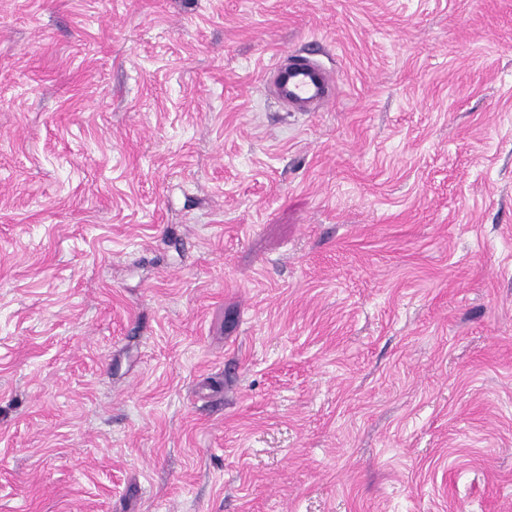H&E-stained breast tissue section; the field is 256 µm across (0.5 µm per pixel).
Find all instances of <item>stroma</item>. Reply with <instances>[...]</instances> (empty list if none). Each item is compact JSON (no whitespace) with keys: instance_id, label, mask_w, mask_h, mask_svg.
Segmentation results:
<instances>
[{"instance_id":"obj_1","label":"stroma","mask_w":512,"mask_h":512,"mask_svg":"<svg viewBox=\"0 0 512 512\" xmlns=\"http://www.w3.org/2000/svg\"><path fill=\"white\" fill-rule=\"evenodd\" d=\"M0 512H512V0H0ZM271 74L279 75L275 91L277 99L289 105L301 107L314 102L324 105L334 98L336 77L309 57L282 55L264 71V82Z\"/></svg>"}]
</instances>
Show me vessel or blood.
Returning <instances> with one entry per match:
<instances>
[{"instance_id":"b4317fda","label":"vessel or blood","mask_w":512,"mask_h":512,"mask_svg":"<svg viewBox=\"0 0 512 512\" xmlns=\"http://www.w3.org/2000/svg\"><path fill=\"white\" fill-rule=\"evenodd\" d=\"M269 71L278 77L277 99L290 105L324 104L334 98V74L311 58L291 54L287 58L277 59Z\"/></svg>"}]
</instances>
